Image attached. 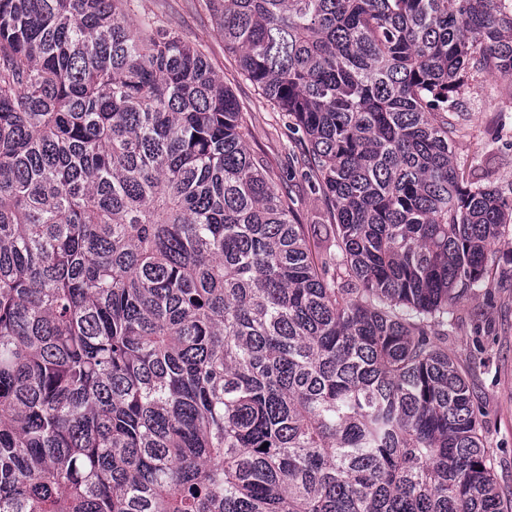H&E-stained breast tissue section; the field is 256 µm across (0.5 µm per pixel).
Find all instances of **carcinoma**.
<instances>
[{"mask_svg": "<svg viewBox=\"0 0 512 512\" xmlns=\"http://www.w3.org/2000/svg\"><path fill=\"white\" fill-rule=\"evenodd\" d=\"M126 2L0 0V512H512L448 351L512 223L453 151L512 8L212 0L309 143L311 238Z\"/></svg>", "mask_w": 512, "mask_h": 512, "instance_id": "cac0c4a2", "label": "carcinoma"}]
</instances>
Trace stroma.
<instances>
[{
    "label": "stroma",
    "mask_w": 512,
    "mask_h": 512,
    "mask_svg": "<svg viewBox=\"0 0 512 512\" xmlns=\"http://www.w3.org/2000/svg\"><path fill=\"white\" fill-rule=\"evenodd\" d=\"M127 16L137 23L151 19L198 47L230 88L243 113L246 147L262 157L266 178L296 201L301 223L327 224L328 198L311 193L292 174V157L307 142L287 117L266 101L242 76L235 56L224 47V34L209 0H130ZM460 132L454 141L458 166L473 179L489 182L503 196L512 195V85L480 75L458 91ZM512 223L491 253L492 274L486 291L464 300L448 330V349L469 374V382L486 412V440L496 456L495 475L503 497L512 498Z\"/></svg>",
    "instance_id": "stroma-1"
}]
</instances>
